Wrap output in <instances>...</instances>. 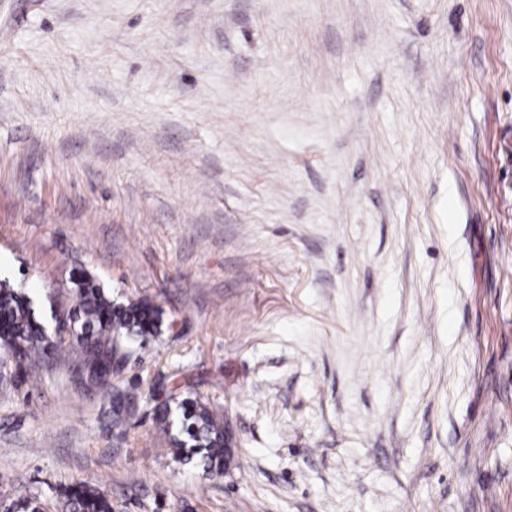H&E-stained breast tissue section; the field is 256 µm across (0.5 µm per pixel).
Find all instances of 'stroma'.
<instances>
[{
    "instance_id": "1",
    "label": "stroma",
    "mask_w": 512,
    "mask_h": 512,
    "mask_svg": "<svg viewBox=\"0 0 512 512\" xmlns=\"http://www.w3.org/2000/svg\"><path fill=\"white\" fill-rule=\"evenodd\" d=\"M0 276L161 335L112 390L0 365V501L512 512V0H0ZM223 414V476L149 405ZM63 508L69 512H114L112 496L101 486L78 482L64 488Z\"/></svg>"
}]
</instances>
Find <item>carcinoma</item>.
Masks as SVG:
<instances>
[{
  "instance_id": "obj_1",
  "label": "carcinoma",
  "mask_w": 512,
  "mask_h": 512,
  "mask_svg": "<svg viewBox=\"0 0 512 512\" xmlns=\"http://www.w3.org/2000/svg\"><path fill=\"white\" fill-rule=\"evenodd\" d=\"M72 283L73 305L54 315L56 324L73 325V332L63 336L37 320L34 302L28 295L13 288L7 279H0V352L15 362L19 374L32 378L34 362L67 348L86 378L105 387L111 381L103 377L121 357L120 342L143 344L156 337L162 326L160 312L145 299L128 305L114 304L104 288L85 272L73 276ZM179 389L181 385H175L163 402L152 396L147 398L156 428L168 441L175 461H189L200 454L204 469L222 471L227 448L223 420L197 399H178ZM136 403V395L131 392L115 394L113 424L120 426L124 414ZM63 497V508L69 512H115L112 496L91 482L65 487ZM0 508L3 512H45L36 496L23 497Z\"/></svg>"
}]
</instances>
